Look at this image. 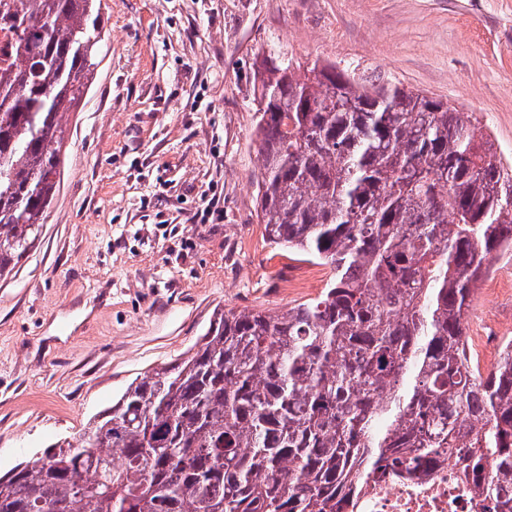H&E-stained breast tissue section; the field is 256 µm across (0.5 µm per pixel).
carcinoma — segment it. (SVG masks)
Masks as SVG:
<instances>
[{
  "instance_id": "obj_1",
  "label": "carcinoma",
  "mask_w": 512,
  "mask_h": 512,
  "mask_svg": "<svg viewBox=\"0 0 512 512\" xmlns=\"http://www.w3.org/2000/svg\"><path fill=\"white\" fill-rule=\"evenodd\" d=\"M0 67V279L60 188L62 113L93 83L101 0H13ZM256 143L271 242L327 265L321 296L219 313L84 431L0 477V512H348L373 473L444 448L512 498V342L465 355L474 286L512 255V166L448 104L331 63L263 61Z\"/></svg>"
}]
</instances>
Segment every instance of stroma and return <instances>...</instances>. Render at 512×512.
Returning a JSON list of instances; mask_svg holds the SVG:
<instances>
[{"label": "stroma", "instance_id": "stroma-1", "mask_svg": "<svg viewBox=\"0 0 512 512\" xmlns=\"http://www.w3.org/2000/svg\"><path fill=\"white\" fill-rule=\"evenodd\" d=\"M105 43L64 113L59 193L0 280V476L174 363L221 311L318 298L327 266L271 244L253 102L264 58L336 64L441 99L512 164V0H105ZM224 210L203 223L208 200ZM323 280L307 281L312 269ZM467 333L512 336V262Z\"/></svg>", "mask_w": 512, "mask_h": 512}]
</instances>
